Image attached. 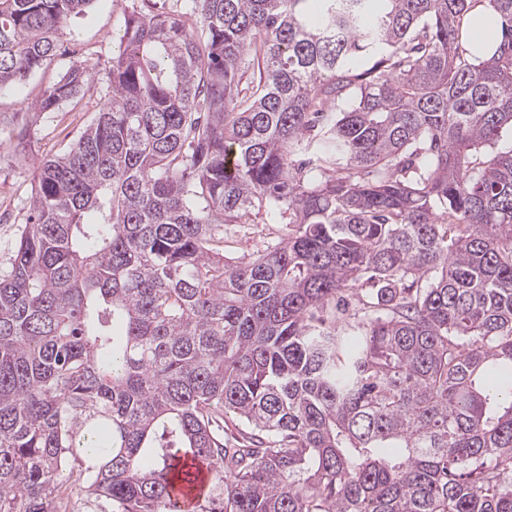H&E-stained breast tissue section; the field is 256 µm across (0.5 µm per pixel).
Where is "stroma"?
Wrapping results in <instances>:
<instances>
[{
    "label": "stroma",
    "instance_id": "1",
    "mask_svg": "<svg viewBox=\"0 0 512 512\" xmlns=\"http://www.w3.org/2000/svg\"><path fill=\"white\" fill-rule=\"evenodd\" d=\"M115 0H95L86 16L74 19L59 35L66 47L51 57L22 86L0 90V125L20 127L25 107L40 97L72 64L87 66L94 82L57 111L39 117L29 136L0 146V269L6 268L23 227V207L34 187V171L41 159L63 153L89 125L100 108L99 84L106 78L117 48ZM281 224H240L224 240L228 261L250 260L262 254L284 234Z\"/></svg>",
    "mask_w": 512,
    "mask_h": 512
}]
</instances>
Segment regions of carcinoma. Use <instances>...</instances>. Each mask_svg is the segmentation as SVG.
I'll return each mask as SVG.
<instances>
[{"label": "carcinoma", "instance_id": "1", "mask_svg": "<svg viewBox=\"0 0 512 512\" xmlns=\"http://www.w3.org/2000/svg\"><path fill=\"white\" fill-rule=\"evenodd\" d=\"M94 2L0 0V87ZM181 2L121 9L0 270V512L65 470L167 512L180 454L195 512H512V0ZM262 211L286 233L228 263ZM188 464H190L193 471L196 472L197 481L191 486L176 485L175 491L172 494V504L170 507V510L173 512H190L196 497L210 479L212 469L210 463L196 459L194 461L188 460Z\"/></svg>", "mask_w": 512, "mask_h": 512}]
</instances>
